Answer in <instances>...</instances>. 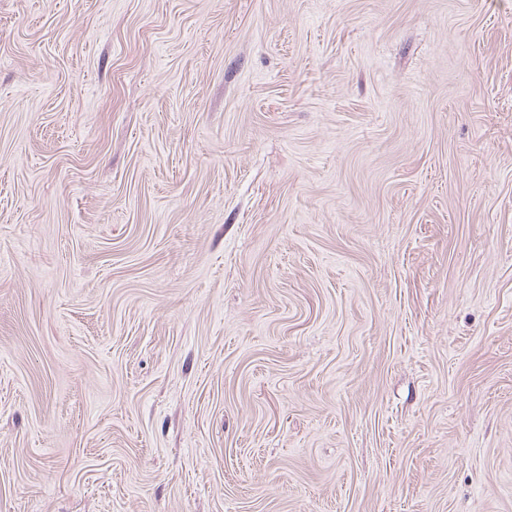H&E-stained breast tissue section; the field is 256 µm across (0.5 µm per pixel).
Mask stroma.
Here are the masks:
<instances>
[{
    "mask_svg": "<svg viewBox=\"0 0 512 512\" xmlns=\"http://www.w3.org/2000/svg\"><path fill=\"white\" fill-rule=\"evenodd\" d=\"M0 512H512V0H0Z\"/></svg>",
    "mask_w": 512,
    "mask_h": 512,
    "instance_id": "1",
    "label": "stroma"
}]
</instances>
